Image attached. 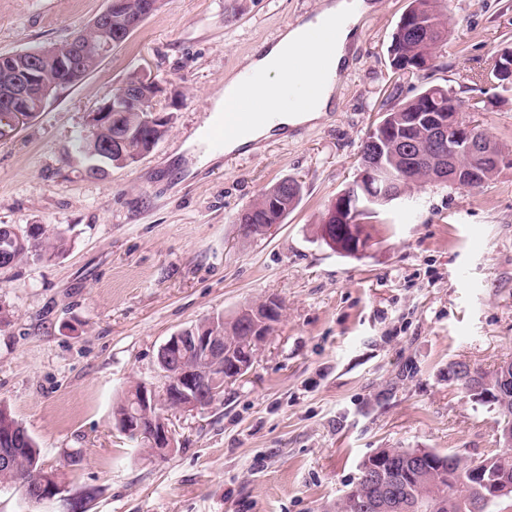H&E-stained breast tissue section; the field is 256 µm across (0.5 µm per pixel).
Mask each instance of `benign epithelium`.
<instances>
[{"mask_svg": "<svg viewBox=\"0 0 512 512\" xmlns=\"http://www.w3.org/2000/svg\"><path fill=\"white\" fill-rule=\"evenodd\" d=\"M122 6L120 0H111L108 7L92 22V28L102 36L100 54L106 55L115 46L112 42V11ZM59 75L67 80L78 67L82 55V38L77 36L51 48ZM39 84L44 95H49L55 87L53 83H44L36 71L23 73L13 81V86L0 98V110L5 112L3 121L18 127L23 122L32 120L35 111L29 105V90ZM167 97V88L155 83L154 92L143 99L145 122L149 130H162L160 124L166 118V108L161 106ZM468 107L465 102L456 100L448 103L446 112H429L423 116L412 115L406 121V127H415L419 136L403 135L398 128L391 126L386 118L372 127L375 136L369 140V150L361 162V170L355 181L340 191L327 209L323 219L326 238L336 237L339 224L351 223L354 214L372 208L383 201L394 190L401 192L415 185L428 183L418 173L415 159L424 157L435 169L433 178L439 183H446L456 188L475 190L486 183L485 169L490 164L500 165L506 153L499 152L496 140L477 123L467 119ZM85 131L87 137L97 138L108 133L112 127V101H107L96 109L86 113ZM388 144L391 151L397 153L405 166L397 171L385 160L383 144ZM467 162H462V159ZM282 302L275 297H268L254 304L252 323L245 326L243 342L239 351H227L225 339L209 336L202 330L187 336L180 331L171 336L159 349L157 365L163 377V387L158 390L153 386L140 385L139 399L135 408L123 415L125 433L139 434L143 422L151 420L150 441L154 448L171 453L176 448L175 430L170 420L153 412L161 403H172L181 412H194L206 407L197 395L200 384L206 382L211 372L224 369L219 375L224 384H232L244 379L251 371L257 351L272 335L281 319ZM190 346L198 353L192 363H184L172 357L171 351ZM481 371L471 366L464 370L455 368L448 372V380L460 382L475 399H489L491 395L482 391L480 386ZM396 469L385 464V459L376 458L363 467L362 479L368 484V492L352 496L354 508L360 512H378L385 507V501L393 499L402 512H422L425 506L418 500H406L397 497L394 490ZM486 488L485 498L500 500L512 495V484L496 480L481 479ZM97 495L94 487H85L78 492L68 493V487L52 480H44L38 487L24 492L31 506H38L58 499L66 501L69 512H77L82 507V500Z\"/></svg>", "mask_w": 512, "mask_h": 512, "instance_id": "1", "label": "benign epithelium"}]
</instances>
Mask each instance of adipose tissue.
I'll return each mask as SVG.
<instances>
[{
    "mask_svg": "<svg viewBox=\"0 0 512 512\" xmlns=\"http://www.w3.org/2000/svg\"><path fill=\"white\" fill-rule=\"evenodd\" d=\"M370 9L365 0L357 5L347 0H330L314 20L287 29L279 40L262 44L248 56L243 70L227 79L224 92L213 102V112H244L252 101L264 105L262 120L239 139L228 141L226 151L272 137L283 128L319 120L332 105L338 72L344 66L348 47L355 37L359 22ZM342 29L333 44H325L323 29L332 24ZM307 48L312 64L308 70L295 71L289 58L300 48ZM302 83L305 93L290 97L295 83Z\"/></svg>",
    "mask_w": 512,
    "mask_h": 512,
    "instance_id": "adipose-tissue-1",
    "label": "adipose tissue"
}]
</instances>
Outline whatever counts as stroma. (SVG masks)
Listing matches in <instances>:
<instances>
[{
	"mask_svg": "<svg viewBox=\"0 0 512 512\" xmlns=\"http://www.w3.org/2000/svg\"><path fill=\"white\" fill-rule=\"evenodd\" d=\"M324 0H164L97 69L0 140V224L63 230L62 258L0 270V404L43 462L100 493L91 512H324L382 448L478 457L497 414L448 366L490 372L512 360V167L475 190L430 183L383 208L365 252L316 234L359 171L381 105L424 82L478 99L476 80L512 47V0H439L448 39L433 68L394 83L388 49L410 0H372L349 46L333 105L298 136L211 161L196 138L212 98L245 58ZM108 0H0V54L85 32ZM167 86L174 123L137 163L94 179L73 150L84 116L127 73ZM474 120L512 152V94ZM298 206L246 237L238 213L276 181ZM281 299L282 318L249 375L173 419L176 448L154 459L120 432L113 409L133 385L162 386L170 336L217 314Z\"/></svg>",
	"mask_w": 512,
	"mask_h": 512,
	"instance_id": "obj_1",
	"label": "stroma"
}]
</instances>
